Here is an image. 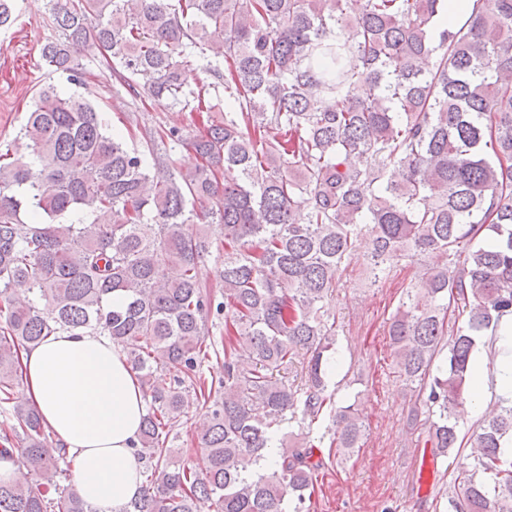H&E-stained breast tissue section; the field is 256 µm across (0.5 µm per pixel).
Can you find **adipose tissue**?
<instances>
[{
    "mask_svg": "<svg viewBox=\"0 0 512 512\" xmlns=\"http://www.w3.org/2000/svg\"><path fill=\"white\" fill-rule=\"evenodd\" d=\"M494 376L473 365V403L488 386L512 400V319L504 320L496 342ZM25 396L73 459V490L99 512L139 497L143 469L133 451L146 403L135 371L121 346L93 332H59L22 350Z\"/></svg>",
    "mask_w": 512,
    "mask_h": 512,
    "instance_id": "obj_1",
    "label": "adipose tissue"
}]
</instances>
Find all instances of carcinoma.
<instances>
[{
	"instance_id": "cac0c4a2",
	"label": "carcinoma",
	"mask_w": 512,
	"mask_h": 512,
	"mask_svg": "<svg viewBox=\"0 0 512 512\" xmlns=\"http://www.w3.org/2000/svg\"><path fill=\"white\" fill-rule=\"evenodd\" d=\"M44 8L57 38L42 58L68 83L83 84L78 56L97 50L127 93L194 113L202 133L171 126L131 148L49 84L17 133L29 157L0 151V456L37 478L0 482V512H99L63 484L66 453L14 397L19 351L58 331L111 337L147 397L144 488L119 512H303L325 409L338 463L363 446L361 413L327 393L326 303L358 254L373 284L395 254L429 260L388 322L396 373L423 399L409 424L453 468L450 512H512V402L458 434L472 355L512 316V0H473L459 27L448 0ZM158 142L200 163L178 171ZM226 167L240 179L219 182ZM195 219L224 229L218 296L198 278L213 242L183 231ZM212 355L224 356L216 387L201 371ZM297 361L303 388L281 375ZM190 399L206 408L200 473L174 455ZM287 418L299 432L280 436Z\"/></svg>"
}]
</instances>
